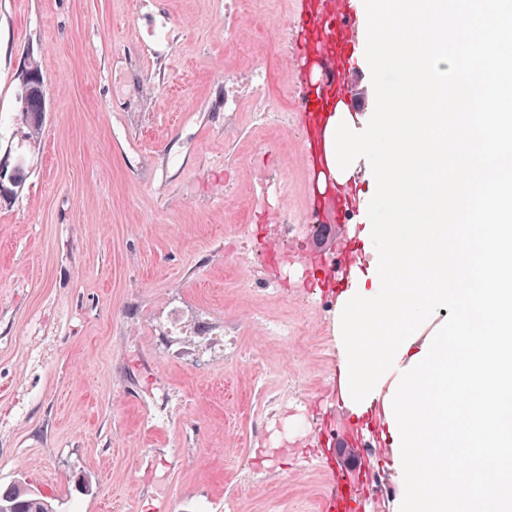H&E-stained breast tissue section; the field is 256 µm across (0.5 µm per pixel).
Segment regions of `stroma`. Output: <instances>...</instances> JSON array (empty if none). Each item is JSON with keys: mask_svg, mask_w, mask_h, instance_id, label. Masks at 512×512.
<instances>
[{"mask_svg": "<svg viewBox=\"0 0 512 512\" xmlns=\"http://www.w3.org/2000/svg\"><path fill=\"white\" fill-rule=\"evenodd\" d=\"M237 3L228 21L224 0H0V151L28 168L0 203V487L54 512H322L320 450L349 411L330 391L337 300L303 260L368 224L373 191L356 173L348 222L306 224L300 0ZM30 54L47 76L31 144L15 120ZM256 69L286 124L255 112ZM232 95L241 111H225ZM236 224L264 228L242 265L227 259ZM259 308L296 334L270 335ZM377 427L336 460L368 451L373 512H397Z\"/></svg>", "mask_w": 512, "mask_h": 512, "instance_id": "35a3bbf8", "label": "stroma"}]
</instances>
